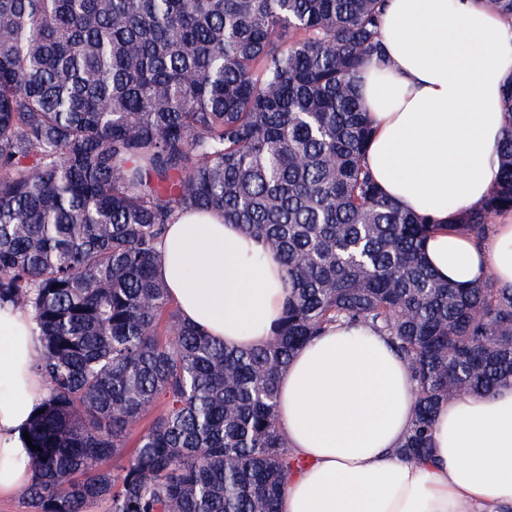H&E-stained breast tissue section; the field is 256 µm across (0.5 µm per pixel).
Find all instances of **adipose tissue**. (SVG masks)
<instances>
[{"label":"adipose tissue","mask_w":512,"mask_h":512,"mask_svg":"<svg viewBox=\"0 0 512 512\" xmlns=\"http://www.w3.org/2000/svg\"><path fill=\"white\" fill-rule=\"evenodd\" d=\"M379 33L386 56L366 60L358 83L376 182L401 209L438 223L424 256L440 279L466 287L491 273L511 286L512 213L479 244L447 223L455 208L481 206L496 175L512 27L486 0H388ZM158 250L156 275L185 322L238 348L271 339L287 297L281 264L239 225L187 210ZM41 351L30 311L0 307V497L31 479L23 436L43 404ZM279 392L280 427L304 463L280 512H512V387L441 405L430 465L395 453L414 386L370 328L333 327L306 343Z\"/></svg>","instance_id":"adipose-tissue-1"}]
</instances>
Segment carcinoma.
Returning a JSON list of instances; mask_svg holds the SVG:
<instances>
[{
  "mask_svg": "<svg viewBox=\"0 0 512 512\" xmlns=\"http://www.w3.org/2000/svg\"><path fill=\"white\" fill-rule=\"evenodd\" d=\"M384 2L0 0V306L28 309L43 345L29 512H279L302 462L278 378L332 325L404 359L409 460H430L440 403L512 386V287L437 278L423 244L438 224L367 165L357 83ZM504 111L488 198L448 223L477 243L512 212V87ZM184 210H219L280 257L266 345L186 323L154 275Z\"/></svg>",
  "mask_w": 512,
  "mask_h": 512,
  "instance_id": "1",
  "label": "carcinoma"
}]
</instances>
